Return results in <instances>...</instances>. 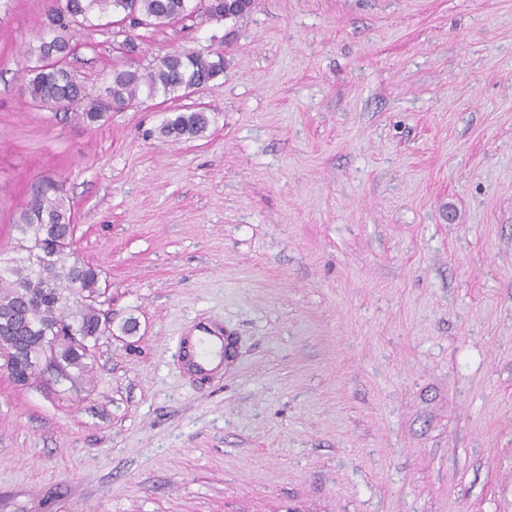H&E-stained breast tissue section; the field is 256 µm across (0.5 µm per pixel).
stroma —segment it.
Instances as JSON below:
<instances>
[{
	"instance_id": "stroma-1",
	"label": "stroma",
	"mask_w": 512,
	"mask_h": 512,
	"mask_svg": "<svg viewBox=\"0 0 512 512\" xmlns=\"http://www.w3.org/2000/svg\"><path fill=\"white\" fill-rule=\"evenodd\" d=\"M49 5L0 0V249L62 183L112 332L81 390L0 376V512H512V0L142 27L224 73L93 126L21 92ZM77 41L99 94L120 37ZM178 109L206 133L156 136ZM206 318L239 355L201 386ZM213 353L212 346L207 339H201L198 350L195 353L189 351L188 345H184V340L179 343L178 354L186 370L194 376L204 378L211 374L207 364Z\"/></svg>"
}]
</instances>
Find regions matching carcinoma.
<instances>
[{
	"label": "carcinoma",
	"mask_w": 512,
	"mask_h": 512,
	"mask_svg": "<svg viewBox=\"0 0 512 512\" xmlns=\"http://www.w3.org/2000/svg\"><path fill=\"white\" fill-rule=\"evenodd\" d=\"M65 0L68 22L49 7L45 14L47 28L58 27L55 41L40 40L30 50L36 65L27 69L22 93L38 106L52 111L73 104L82 106L84 122L92 126L107 113L125 109L139 94L158 95L177 100L189 95L188 87H204L224 73L216 68L220 53L203 54L174 49L155 57L136 69L115 66L109 74L105 95L91 96L67 68L70 46L81 30L92 26L95 16L113 15L128 21L132 29L145 25L161 28L191 13L207 21L225 19L224 0ZM59 61L47 66L49 53ZM210 120L206 112H179L167 118L159 128L170 142L199 138ZM18 237L12 247L14 256L0 250V349L33 352L45 337L66 333L77 324L82 342L62 341L56 358L64 366L65 378L77 386L92 356V344L112 332L99 306L105 288L101 270L85 262L76 252L77 225L63 199V186L49 182L31 201L16 225ZM38 377L28 360L13 362L8 378L30 383Z\"/></svg>",
	"instance_id": "carcinoma-1"
}]
</instances>
